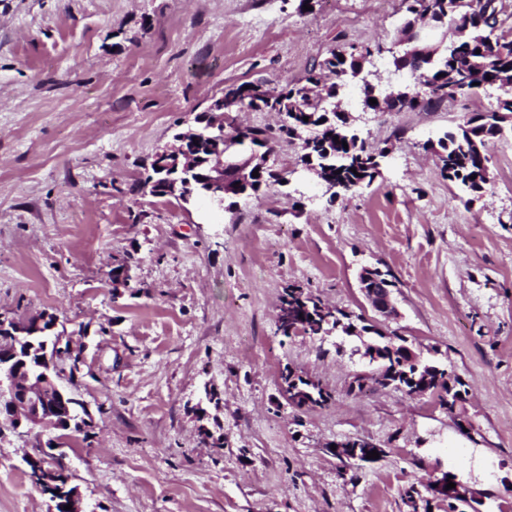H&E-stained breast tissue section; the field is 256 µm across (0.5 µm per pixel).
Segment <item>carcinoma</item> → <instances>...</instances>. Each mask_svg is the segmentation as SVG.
<instances>
[{
  "label": "carcinoma",
  "instance_id": "carcinoma-1",
  "mask_svg": "<svg viewBox=\"0 0 512 512\" xmlns=\"http://www.w3.org/2000/svg\"><path fill=\"white\" fill-rule=\"evenodd\" d=\"M402 3L405 8L402 31L409 42L416 40V25L419 16L424 14L431 15L441 29L448 25L450 15L465 20V25L458 29L453 43L426 51L422 60L418 59L416 51L393 57L395 71L405 70L427 87V99L419 101L415 95L407 103L384 95L378 99L373 88L366 85L363 106L374 112L404 107L415 109L458 95H469L484 86L496 85L504 89L505 98L498 100L495 109L471 113L456 129L447 131L439 139L441 176L475 198L488 184V147L502 134L503 123L512 119V39L509 38L512 12L507 10L504 0H402ZM494 31L497 32L495 38L501 41L496 51L488 44ZM381 49L378 42L334 48L309 68L304 84L289 83L278 93L254 83L247 89L242 84L226 89L224 122L229 131L224 133V187L231 189V193L224 195V199L230 201L245 189L250 194L256 193L274 177L267 170L248 181L242 182L238 176L237 162L247 158L246 145L267 147L276 136L267 129L235 126L233 113L239 110V101L245 97L257 111L270 112L279 106L290 110L288 124L280 126L279 136L302 141V165L317 166L336 185L330 198L371 183L377 173L374 158L378 153L368 149L350 129L345 113L327 107V102L338 97L346 82L372 57V52L378 53ZM371 98L377 99V103L370 104ZM312 128L319 129V133L304 136ZM189 180L190 185L175 199L188 204L198 197L208 196L207 185L192 176ZM280 311L276 332L285 338L298 329L308 336H321L328 326L336 327L340 322L339 318L331 317V312L323 310L320 301L295 288L285 290ZM393 338L395 342L390 347L377 340L366 344L365 354H377L379 365L384 367L376 384L397 390L401 386L410 389L416 381L437 393L440 405L448 412L453 414L463 406L469 392L458 377L430 360L406 352L400 345L403 337L395 334ZM281 380L285 393L292 397L300 395L314 405L327 401L328 394L319 384L287 366L281 373ZM481 504V500L448 496V512H466L468 508L471 512H480L477 506Z\"/></svg>",
  "mask_w": 512,
  "mask_h": 512
}]
</instances>
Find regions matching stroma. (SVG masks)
I'll return each instance as SVG.
<instances>
[{
  "instance_id": "obj_1",
  "label": "stroma",
  "mask_w": 512,
  "mask_h": 512,
  "mask_svg": "<svg viewBox=\"0 0 512 512\" xmlns=\"http://www.w3.org/2000/svg\"><path fill=\"white\" fill-rule=\"evenodd\" d=\"M0 0V319L46 312L84 363L69 383L80 433L0 426V512H48L26 457L63 462L85 512H448L436 466L512 512V134L467 201L443 179L439 137L497 88L429 109L366 112L337 98L366 145L388 151L370 185L330 199L275 141L276 181L219 209L138 190L225 88L281 90L345 44L401 38V0ZM130 257L128 286L112 284ZM394 281L380 316L363 268ZM398 333L457 375L459 430L437 396L374 384L358 339L275 333L285 288ZM292 366L329 393L287 402ZM207 428L223 448L205 444ZM384 453L342 462L336 442ZM416 489L415 503L405 492Z\"/></svg>"
}]
</instances>
